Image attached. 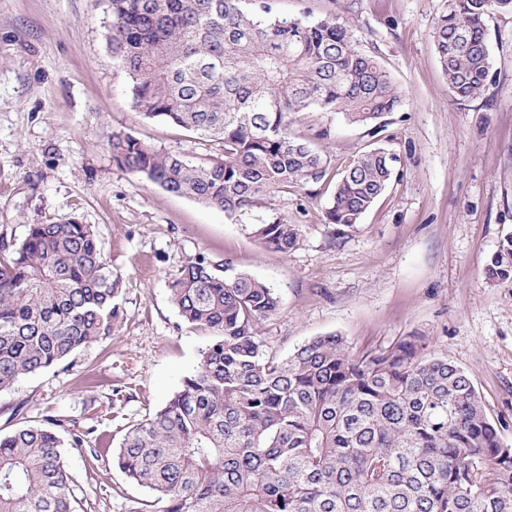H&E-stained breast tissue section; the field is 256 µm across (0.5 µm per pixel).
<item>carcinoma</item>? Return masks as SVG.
Masks as SVG:
<instances>
[{
    "mask_svg": "<svg viewBox=\"0 0 512 512\" xmlns=\"http://www.w3.org/2000/svg\"><path fill=\"white\" fill-rule=\"evenodd\" d=\"M242 2L109 0L107 29L135 107L220 147L197 163L114 133L113 162L229 217L289 188L314 197L328 182L330 154L291 134L295 113L368 123L400 104L390 75L344 24L270 18L269 5L256 13ZM493 9L512 11V0H447L435 23L457 101L486 86ZM394 162L374 148L348 165L325 207L337 232L359 223ZM250 234L284 255L302 239L301 226L281 218ZM486 274L512 276L511 233ZM168 287L181 318L215 338L117 452L125 476L154 494L153 512H512V446L466 372L422 355L420 337L356 354L336 334L317 336L279 361L260 335L279 309L271 286L199 254ZM120 292L90 224H30L18 244L0 237V391L112 336ZM47 423L0 435V512H75L63 448L86 436L65 441L64 420Z\"/></svg>",
    "mask_w": 512,
    "mask_h": 512,
    "instance_id": "carcinoma-1",
    "label": "carcinoma"
}]
</instances>
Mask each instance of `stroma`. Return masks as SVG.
I'll return each mask as SVG.
<instances>
[{"mask_svg":"<svg viewBox=\"0 0 512 512\" xmlns=\"http://www.w3.org/2000/svg\"><path fill=\"white\" fill-rule=\"evenodd\" d=\"M267 2L275 17L346 24L401 94L367 125L334 112L295 117L297 136L330 151L333 175L373 148L397 158L384 192L342 233L326 221L325 193L291 189L228 217L116 166L115 132L196 159L219 147L134 106L106 41L108 0H0V234L18 242L28 225L77 219L93 225L123 279L121 328L66 367L0 392V434L51 416L88 432V447L65 451L76 512H130L154 499L114 457L127 428L167 403L213 339L180 318L168 291L170 275L200 253L276 289L279 310L260 327L267 355L287 359L327 334L357 352L422 337L424 355L465 370L512 445V277L486 275L512 233V12L486 19L484 93L457 101L433 40L445 0ZM277 218L302 229L287 255L249 233Z\"/></svg>","mask_w":512,"mask_h":512,"instance_id":"1","label":"stroma"}]
</instances>
